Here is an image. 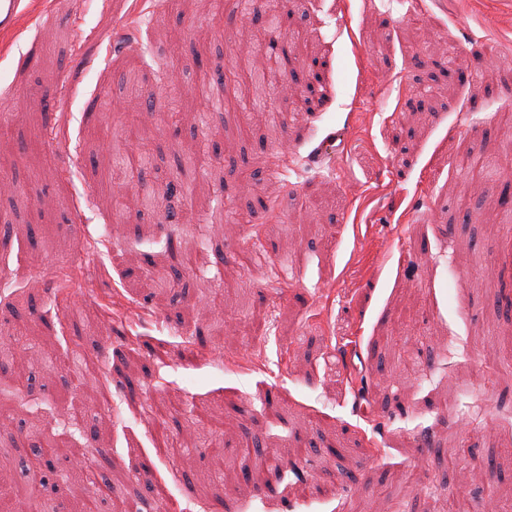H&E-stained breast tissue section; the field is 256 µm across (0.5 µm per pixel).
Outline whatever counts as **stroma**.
I'll list each match as a JSON object with an SVG mask.
<instances>
[{
	"mask_svg": "<svg viewBox=\"0 0 512 512\" xmlns=\"http://www.w3.org/2000/svg\"><path fill=\"white\" fill-rule=\"evenodd\" d=\"M412 2L418 39L371 0H21L0 28V345L36 352L0 363V469L36 440L75 447L43 461L44 512H81L91 469L123 487L98 512H512V0ZM273 15L277 80L299 89L256 112L261 86L211 77L249 68ZM174 84L181 124L140 125L133 188L154 206L117 221L102 202L125 184L118 118ZM194 151L167 221L156 204ZM462 155L487 167L480 185ZM187 224L236 289L189 271ZM149 389L172 404L166 451ZM74 406L109 421L78 428ZM247 441L288 458L243 495L216 468H253Z\"/></svg>",
	"mask_w": 512,
	"mask_h": 512,
	"instance_id": "1",
	"label": "stroma"
}]
</instances>
